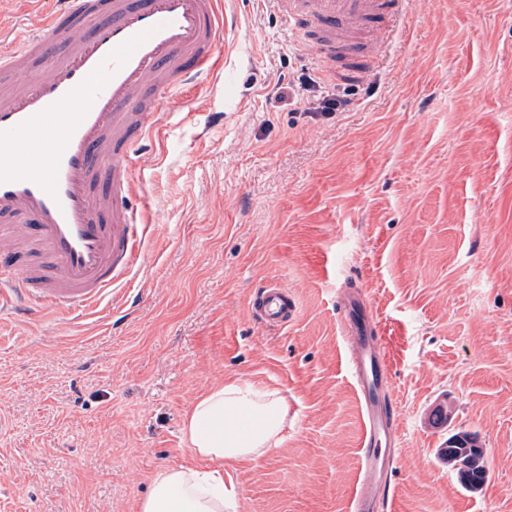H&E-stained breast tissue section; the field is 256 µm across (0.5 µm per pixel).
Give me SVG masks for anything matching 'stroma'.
Listing matches in <instances>:
<instances>
[{
	"label": "stroma",
	"mask_w": 512,
	"mask_h": 512,
	"mask_svg": "<svg viewBox=\"0 0 512 512\" xmlns=\"http://www.w3.org/2000/svg\"><path fill=\"white\" fill-rule=\"evenodd\" d=\"M221 70L162 120L155 234L112 312L0 316V512H140L162 468L213 469L182 422L238 380L288 400L284 440L225 467L234 512H346L360 403L337 292L375 311L400 411L397 512H512V0H410L352 111L273 110L314 68L271 0H224ZM278 282L300 315L251 316ZM448 411L437 427L432 414ZM477 433L472 493L440 453Z\"/></svg>",
	"instance_id": "1"
}]
</instances>
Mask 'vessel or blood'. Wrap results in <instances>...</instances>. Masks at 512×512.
<instances>
[{
	"mask_svg": "<svg viewBox=\"0 0 512 512\" xmlns=\"http://www.w3.org/2000/svg\"><path fill=\"white\" fill-rule=\"evenodd\" d=\"M51 2L33 26L0 29V312L29 320L95 311L137 272L148 224L132 197L162 136L158 114L211 79L234 24L223 0ZM407 2L275 0L326 82L340 68L366 75ZM341 308L363 415L348 512H393L400 421L378 321L358 294ZM250 309L270 330L299 315L277 283Z\"/></svg>",
	"mask_w": 512,
	"mask_h": 512,
	"instance_id": "b4317fda",
	"label": "vessel or blood"
}]
</instances>
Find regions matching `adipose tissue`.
Here are the masks:
<instances>
[{
	"label": "adipose tissue",
	"mask_w": 512,
	"mask_h": 512,
	"mask_svg": "<svg viewBox=\"0 0 512 512\" xmlns=\"http://www.w3.org/2000/svg\"><path fill=\"white\" fill-rule=\"evenodd\" d=\"M288 402L279 392L230 381L197 400L184 420V435L204 458L255 459L283 440ZM233 490L224 472L169 468L156 472L141 512H229Z\"/></svg>",
	"instance_id": "ef3b65f1"
}]
</instances>
